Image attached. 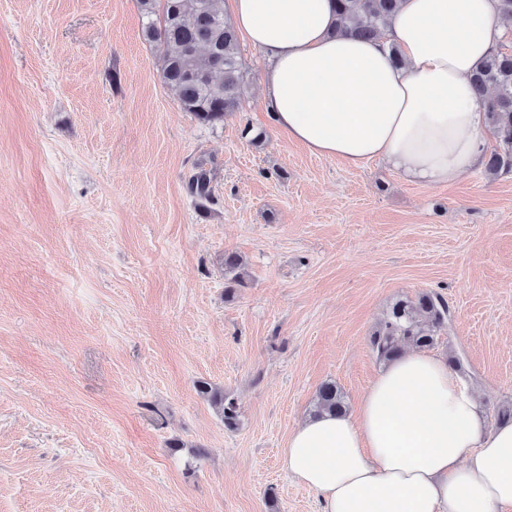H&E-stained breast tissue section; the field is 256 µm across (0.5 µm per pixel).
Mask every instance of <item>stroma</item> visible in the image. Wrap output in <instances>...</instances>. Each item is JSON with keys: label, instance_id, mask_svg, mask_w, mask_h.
<instances>
[{"label": "stroma", "instance_id": "stroma-1", "mask_svg": "<svg viewBox=\"0 0 512 512\" xmlns=\"http://www.w3.org/2000/svg\"><path fill=\"white\" fill-rule=\"evenodd\" d=\"M241 51L242 107L205 126L137 0H0V512H320L288 435L323 383L356 411L371 332L423 291L487 424L512 405V174L428 185L312 155L261 105L269 58ZM197 391L203 398L218 408L224 422V428L229 431L238 428L240 422L239 407L234 398L224 393V390L205 381L198 382Z\"/></svg>", "mask_w": 512, "mask_h": 512}]
</instances>
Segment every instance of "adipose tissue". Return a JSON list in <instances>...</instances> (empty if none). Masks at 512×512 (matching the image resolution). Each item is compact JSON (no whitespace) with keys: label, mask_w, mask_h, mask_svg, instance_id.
<instances>
[{"label":"adipose tissue","mask_w":512,"mask_h":512,"mask_svg":"<svg viewBox=\"0 0 512 512\" xmlns=\"http://www.w3.org/2000/svg\"><path fill=\"white\" fill-rule=\"evenodd\" d=\"M230 6L271 61L270 120L311 154L431 185L482 167L471 78L506 31L498 0H399L372 40L336 34L332 0ZM282 466L322 512H512V422L487 427L474 388L422 350L385 365L357 414L299 422Z\"/></svg>","instance_id":"obj_1"}]
</instances>
